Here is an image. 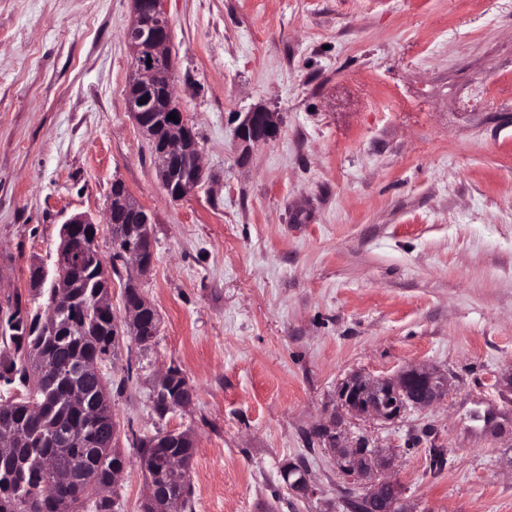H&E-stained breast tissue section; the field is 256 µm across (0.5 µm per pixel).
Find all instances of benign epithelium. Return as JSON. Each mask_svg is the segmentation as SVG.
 Segmentation results:
<instances>
[{"label": "benign epithelium", "mask_w": 512, "mask_h": 512, "mask_svg": "<svg viewBox=\"0 0 512 512\" xmlns=\"http://www.w3.org/2000/svg\"><path fill=\"white\" fill-rule=\"evenodd\" d=\"M126 38L132 51L133 73L128 88H163L168 94L170 106L162 114L149 112L140 105H134L130 112L139 129L149 138L154 137L159 124L165 129V137L155 156L161 186L173 200H179L199 186L203 179L201 151L198 142L191 136L187 125L181 119V108L172 93L173 62L169 53L170 23L162 0H134V18L126 30ZM178 116V121L169 119V114ZM278 125L276 113L265 107H258L244 116L238 128V140L244 146L267 141L275 136ZM192 163L193 175L172 178V172L182 159ZM119 211L130 217L134 224L150 223V216L143 204L128 190L112 195L107 203V215ZM139 246L124 250L131 262L135 276L130 282L138 287L140 277L146 275L154 264L155 254L152 235L143 234L138 238ZM139 304L126 306L128 319L124 324V335L131 342H141V312L153 311L155 307L142 291H137ZM36 366L43 373H68L78 376L82 373H96L99 363L95 360L60 361L39 357ZM447 379L436 370L423 366H409L393 377H371L355 372L346 377L338 386L337 399L350 414L382 421H393L412 408H426L444 398L447 394ZM329 451L336 458L338 470L346 476L361 479L370 478L374 473L391 465L393 459L375 448H344L336 438V426L323 431ZM296 475L288 486L305 496L313 494L306 471L292 464L281 471L283 476ZM170 498L154 487H149L145 500L148 512H171ZM400 491L398 484L389 480L372 481L362 497L361 512H405L398 508Z\"/></svg>", "instance_id": "1"}]
</instances>
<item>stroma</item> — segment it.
<instances>
[{"label": "stroma", "mask_w": 512, "mask_h": 512, "mask_svg": "<svg viewBox=\"0 0 512 512\" xmlns=\"http://www.w3.org/2000/svg\"><path fill=\"white\" fill-rule=\"evenodd\" d=\"M173 92L204 182L161 189L127 105L131 0H0V301L33 296L73 215L121 180L147 208L160 314L106 359L121 439L188 433L190 512H354L320 425L390 448L409 512H512V0H164ZM279 133L241 153L246 112ZM113 261V260H112ZM439 369L446 398L393 422L337 402L354 372ZM195 396L158 418L154 380ZM446 464L431 469L434 452ZM113 512H142L134 450ZM305 466L315 493L280 471ZM168 376L169 371L166 374L159 377V379L155 382V386L153 389V398L155 396L154 392L162 390V386L166 384ZM186 381L188 380L183 374V372L179 368L174 369L173 374L168 377V385L164 386V388L167 390L169 399L178 398L179 396H181L183 392L182 388ZM184 389L186 390V392L183 397H180L169 403V411L186 410L191 407L194 399V389L188 382L184 386Z\"/></svg>", "instance_id": "1"}]
</instances>
